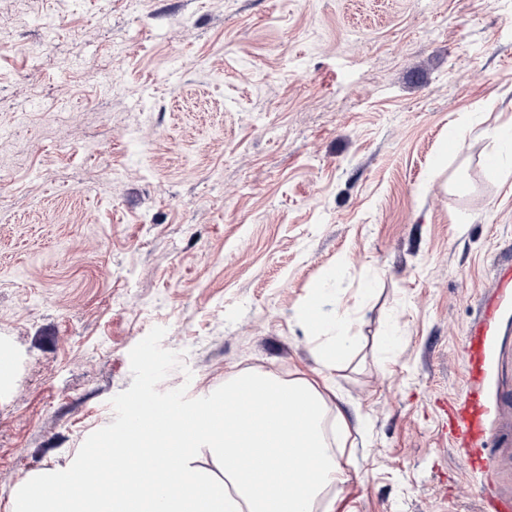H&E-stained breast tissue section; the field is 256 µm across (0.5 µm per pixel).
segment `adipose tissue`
Segmentation results:
<instances>
[{"instance_id":"1","label":"adipose tissue","mask_w":512,"mask_h":512,"mask_svg":"<svg viewBox=\"0 0 512 512\" xmlns=\"http://www.w3.org/2000/svg\"><path fill=\"white\" fill-rule=\"evenodd\" d=\"M256 394L253 413L244 420H217L200 411L197 427L173 425L165 436L144 432L113 435L112 441L133 478L113 497L81 485L86 461L77 458L65 470H51L27 481L14 493L16 512H317L342 468L334 444L345 430L343 412L334 411L318 382L305 377L283 380L262 372H240L224 384V396ZM307 408L296 420L293 404ZM207 447L215 469L192 463L198 447ZM150 460L154 475L140 473ZM186 465L191 483L158 486L169 460Z\"/></svg>"}]
</instances>
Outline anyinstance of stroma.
Listing matches in <instances>:
<instances>
[{
    "mask_svg": "<svg viewBox=\"0 0 512 512\" xmlns=\"http://www.w3.org/2000/svg\"><path fill=\"white\" fill-rule=\"evenodd\" d=\"M0 512L98 454L130 398L316 378L347 315L333 512L512 497V302L485 470L448 434L512 260V0H0ZM344 322L345 317L337 313L336 320L331 324L336 328V335L326 336L327 338L317 346L316 355L321 368L319 375L335 369L350 348L348 336L345 335L343 329Z\"/></svg>",
    "mask_w": 512,
    "mask_h": 512,
    "instance_id": "stroma-1",
    "label": "stroma"
}]
</instances>
